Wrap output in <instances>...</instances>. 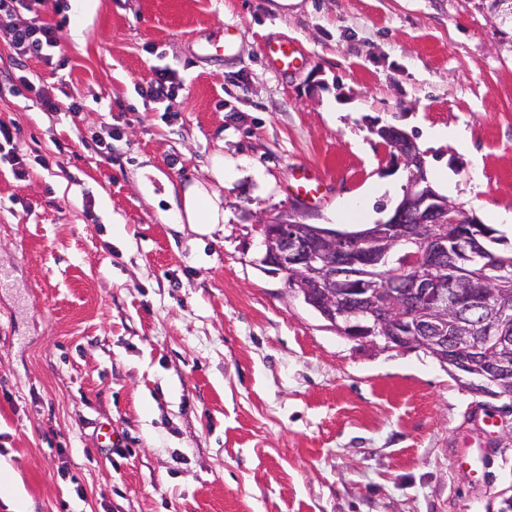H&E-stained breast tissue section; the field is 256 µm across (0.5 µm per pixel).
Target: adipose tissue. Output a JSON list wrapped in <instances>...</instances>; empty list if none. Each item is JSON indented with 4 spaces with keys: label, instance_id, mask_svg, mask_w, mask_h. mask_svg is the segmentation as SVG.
<instances>
[{
    "label": "adipose tissue",
    "instance_id": "obj_1",
    "mask_svg": "<svg viewBox=\"0 0 512 512\" xmlns=\"http://www.w3.org/2000/svg\"><path fill=\"white\" fill-rule=\"evenodd\" d=\"M227 162L222 153H215L208 170L209 181H197L181 192L182 207L176 212L177 223L220 224L224 221V207L217 184L223 183Z\"/></svg>",
    "mask_w": 512,
    "mask_h": 512
}]
</instances>
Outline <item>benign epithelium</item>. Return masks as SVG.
I'll return each mask as SVG.
<instances>
[{
    "label": "benign epithelium",
    "mask_w": 512,
    "mask_h": 512,
    "mask_svg": "<svg viewBox=\"0 0 512 512\" xmlns=\"http://www.w3.org/2000/svg\"><path fill=\"white\" fill-rule=\"evenodd\" d=\"M372 131L408 172L405 194L388 219L346 231L308 224L294 214L262 218L260 263L283 276L289 292L346 339L382 350L428 352L466 379L473 393L494 400L511 397L512 372L494 351L512 338L489 336L491 347L465 349L460 337L448 342V323L440 314L447 304L479 305L487 293L458 295L447 290L446 280L433 277L438 260L448 254L456 256L458 273L478 279L474 254L462 245L478 248L497 233L433 187L425 153L411 135L389 124H375ZM447 224L459 228L450 236ZM392 245L410 248L405 264L394 265ZM394 266L413 273L406 279L409 291L396 293L374 283L373 272Z\"/></svg>",
    "instance_id": "7a95c632"
}]
</instances>
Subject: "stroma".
I'll use <instances>...</instances> for the list:
<instances>
[{"label":"stroma","instance_id":"stroma-1","mask_svg":"<svg viewBox=\"0 0 512 512\" xmlns=\"http://www.w3.org/2000/svg\"><path fill=\"white\" fill-rule=\"evenodd\" d=\"M61 13L52 64L0 38V471L27 512H493L512 487L496 409L420 351L336 334L259 263L260 218L353 230L408 173L370 126L413 133L435 189L512 247V14L493 0H100ZM240 28L233 61L199 43ZM310 57L271 70L268 39ZM25 69L56 105L43 111ZM176 84L142 95L155 70ZM119 128L111 158L97 142ZM459 126L464 144L434 143ZM226 174L224 221L180 189ZM52 158L49 167L37 164ZM317 200L294 198L299 166ZM130 448L97 450L99 423ZM85 498H78L75 486ZM6 146H8L7 151ZM0 162H7L17 179H23L28 175L23 156L18 153L17 144L14 143L11 128L3 120H0ZM182 208L176 212L179 224H220L224 207L219 192L209 181H196L181 191Z\"/></svg>","mask_w":512,"mask_h":512}]
</instances>
